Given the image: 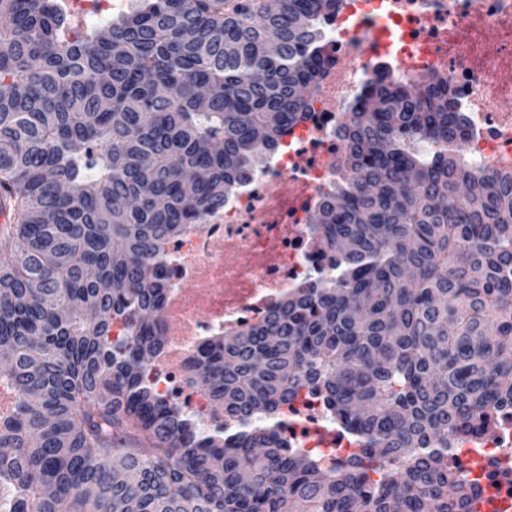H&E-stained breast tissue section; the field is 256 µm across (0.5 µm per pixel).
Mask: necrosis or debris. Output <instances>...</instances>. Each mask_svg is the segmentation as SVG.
Listing matches in <instances>:
<instances>
[{"label":"necrosis or debris","instance_id":"necrosis-or-debris-1","mask_svg":"<svg viewBox=\"0 0 512 512\" xmlns=\"http://www.w3.org/2000/svg\"><path fill=\"white\" fill-rule=\"evenodd\" d=\"M474 15L512 33V0H403L389 15L379 13L375 0H360L350 13L331 19L325 26L319 93L310 99L304 120L290 130L276 163L253 177L224 211L168 242L163 256L152 262L167 299L174 302L169 313L178 324L162 346L153 381L163 398L195 419L199 433L224 426L223 418L211 415L204 391L187 380L201 343L256 323L274 299L302 285L308 271L322 263L307 235L314 196L327 192L336 180L343 148L339 131L349 123L363 87L384 74L397 81L426 82L431 69L447 73L469 113L465 159L478 171H512V113L495 108L502 91L495 81L494 58L486 56L471 67L460 64L475 52L471 42L458 36ZM412 21L432 26L438 39L420 42L415 29H409L404 38L395 39L389 56L370 57L367 39L374 29L397 30ZM345 57L355 65L341 80L337 65ZM241 242L252 245L253 255L228 257V248ZM205 269L213 271L214 279L209 308L200 314L196 301L186 298L184 284ZM243 277L252 288L262 289V296L225 301V283ZM276 431L291 447L320 449L328 460L347 445L342 428L316 401L297 405ZM476 461L483 467L484 486L512 502V410L491 413L477 426L458 464L467 470Z\"/></svg>","mask_w":512,"mask_h":512}]
</instances>
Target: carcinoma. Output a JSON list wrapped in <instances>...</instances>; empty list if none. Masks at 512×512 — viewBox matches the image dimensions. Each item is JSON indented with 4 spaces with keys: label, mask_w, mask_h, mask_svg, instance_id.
Listing matches in <instances>:
<instances>
[{
    "label": "carcinoma",
    "mask_w": 512,
    "mask_h": 512,
    "mask_svg": "<svg viewBox=\"0 0 512 512\" xmlns=\"http://www.w3.org/2000/svg\"><path fill=\"white\" fill-rule=\"evenodd\" d=\"M344 5L132 0L79 31L60 0H0V486L21 512H476L455 444L512 410V173L462 159L444 75L363 90L309 226L328 270L205 341L233 427L198 436L151 382V262L304 119ZM301 399L353 432L336 463L272 429Z\"/></svg>",
    "instance_id": "obj_1"
}]
</instances>
